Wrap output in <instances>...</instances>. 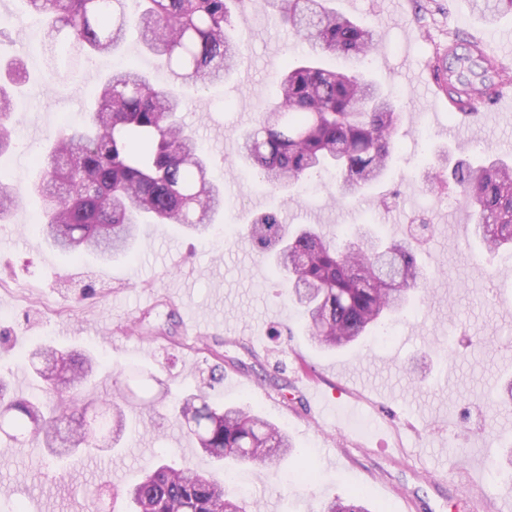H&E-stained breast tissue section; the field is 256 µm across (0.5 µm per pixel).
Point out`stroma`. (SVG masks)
Segmentation results:
<instances>
[{
    "instance_id": "obj_1",
    "label": "stroma",
    "mask_w": 512,
    "mask_h": 512,
    "mask_svg": "<svg viewBox=\"0 0 512 512\" xmlns=\"http://www.w3.org/2000/svg\"><path fill=\"white\" fill-rule=\"evenodd\" d=\"M337 12L375 27L379 49L369 75L400 110L399 150L387 177L348 202L333 200L336 175L321 171L306 187L272 191L239 162L240 130L274 98L273 81L302 48L270 0H249L233 25L242 42L236 70L197 92L185 88L183 119L224 186V210L197 237L176 224H146L134 256L80 262L48 247L32 222L40 203L22 196L0 223V376L12 392L37 396L27 356L42 340L92 351L100 367L91 395L107 399L132 371L142 389L131 398L121 445L83 458L53 457L41 444L0 441V512H129L126 489L157 459L206 472L217 466L166 414L194 392L222 353L224 379L211 396L250 406L286 431L309 480L283 483L249 465L238 474L261 512H320L331 497L364 495L369 512H512V487L497 483L494 463L512 453V257L486 252L471 236L476 214L451 180L426 175L442 153L474 159L475 145L512 154V103L491 102L475 117L448 114L431 82L453 74L481 84L474 64L448 55L475 38L502 44L512 68V16L488 26L471 0H332ZM23 57L30 79L15 101L16 148L5 165L15 186L63 121H80L117 61L129 59L156 81L166 69L146 53L138 32L120 49L56 74L21 0H0V57ZM286 224H316L352 238L371 229L418 246L424 278L408 312L380 340L363 338L325 352L247 238L224 239V225L246 228L263 213Z\"/></svg>"
}]
</instances>
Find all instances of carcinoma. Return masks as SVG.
Returning <instances> with one entry per match:
<instances>
[{"instance_id": "cac0c4a2", "label": "carcinoma", "mask_w": 512, "mask_h": 512, "mask_svg": "<svg viewBox=\"0 0 512 512\" xmlns=\"http://www.w3.org/2000/svg\"><path fill=\"white\" fill-rule=\"evenodd\" d=\"M45 23L46 47L58 70L81 53L119 49L136 28L146 50L173 79L197 88L224 80L240 51L232 16L246 0H22ZM282 21L308 44L276 81V97L261 120L240 134L239 157L270 187L288 190L314 172L334 167L335 197H354L383 179L399 150V112L390 96L365 73L378 47L375 31L329 6V0H274ZM490 23L512 15V0H473ZM468 61L492 71L501 83L512 73L468 46ZM27 78L13 58L0 74V158L12 147L13 96ZM451 93L475 109L493 99L496 86L449 83ZM184 98L152 83L130 66L112 72L100 88L99 106L77 126L63 129L37 163L39 178L28 192L42 202L38 232L58 251L79 260L87 252L128 254L142 224H181L197 235L224 209V191L207 178L208 155L183 121ZM448 175L477 208L476 233L491 252L512 250V157L484 154L460 159ZM20 191L0 172V221L9 218ZM247 237L270 252L274 274L292 285L291 302L309 336L332 350L376 333L407 310L422 279L414 246L382 241L370 233L341 245L312 224L292 228L277 214L261 215ZM36 379L55 398L10 399L0 382V433L25 442L40 438L52 454L96 444L116 445L126 429L127 395L117 387L99 403L81 392L93 382L89 352H63L42 342L34 352ZM211 368L198 392L172 407L174 422L216 461L275 470L295 451L288 434L247 405L218 407L210 391L224 379ZM127 495L133 512H260L258 501L230 497L214 475L160 464ZM323 512H369L356 500L335 498Z\"/></svg>"}]
</instances>
